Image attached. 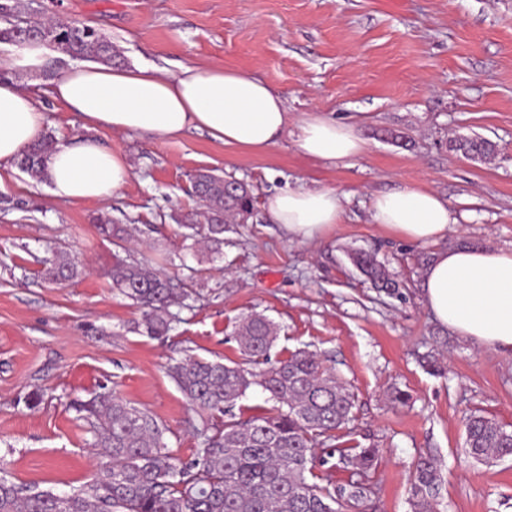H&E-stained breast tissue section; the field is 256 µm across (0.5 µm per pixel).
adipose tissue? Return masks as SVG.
<instances>
[{
	"mask_svg": "<svg viewBox=\"0 0 512 512\" xmlns=\"http://www.w3.org/2000/svg\"><path fill=\"white\" fill-rule=\"evenodd\" d=\"M56 55L44 42L14 43L0 52V71L39 75ZM48 93L90 126L146 133L161 143L197 130L260 153L288 127L283 98L264 81L214 64L184 66L175 74L75 64L49 81ZM43 127L32 93L14 82L0 83V162L19 158ZM297 146L306 156L336 161L361 156L366 143L353 125L312 113L298 125ZM130 178L124 152L92 138L57 144L47 162V183L63 203L109 197ZM343 199L333 188H288L268 197L264 208L289 235L314 241L342 223ZM372 220L408 241L438 244L421 273L428 309L451 333L512 355V251L440 247L455 219L449 202L428 189L406 186L376 195Z\"/></svg>",
	"mask_w": 512,
	"mask_h": 512,
	"instance_id": "1",
	"label": "adipose tissue"
}]
</instances>
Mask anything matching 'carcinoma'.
<instances>
[{"label": "carcinoma", "instance_id": "cac0c4a2", "mask_svg": "<svg viewBox=\"0 0 512 512\" xmlns=\"http://www.w3.org/2000/svg\"><path fill=\"white\" fill-rule=\"evenodd\" d=\"M15 6L0 0V41H43L74 60L92 58L112 65L115 49L103 28L72 21L64 25L48 19L24 25L12 22ZM56 142L44 136L34 142L17 165L32 177L45 180V160ZM452 148L465 156L485 159L495 154L490 142L461 138ZM193 190L204 208L205 223L181 225L182 236L206 251L198 262L220 252L224 233L243 224L254 210L250 187L209 170L191 176ZM101 230L125 249L128 230L106 217ZM43 278L49 283L78 277L84 264L68 251L51 248ZM351 264L375 288L394 294L399 283L373 255L349 254ZM112 288L142 310L141 326L151 337L171 330L173 307H181L194 293V276H170L135 261L115 256L109 273ZM279 325L260 313L244 315L238 325L239 363L225 364L188 355L169 366V374L194 409L205 416L195 428L200 446L184 460L173 455L164 431L146 411L124 401L107 387L74 409L95 429L94 446L101 449L97 476L85 486L60 495L51 489L17 485L0 477V512H371L372 474L379 465L374 448H333L336 432L351 418L354 395L328 372L317 355L298 349L270 364V351ZM253 385L274 403L263 415L244 418L233 413L236 402ZM465 451L473 460L492 464L512 456V429L478 410L465 424ZM337 462L330 463V459ZM324 471L317 482L308 476ZM350 472L337 483L335 469ZM439 474L432 461L415 465L411 483L414 512H433Z\"/></svg>", "mask_w": 512, "mask_h": 512}]
</instances>
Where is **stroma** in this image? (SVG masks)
Returning <instances> with one entry per match:
<instances>
[{
  "label": "stroma",
  "mask_w": 512,
  "mask_h": 512,
  "mask_svg": "<svg viewBox=\"0 0 512 512\" xmlns=\"http://www.w3.org/2000/svg\"><path fill=\"white\" fill-rule=\"evenodd\" d=\"M22 16L99 24L116 64H218L251 73L285 100L288 128L263 153L237 150L202 131L162 144L88 127L78 113L39 95L45 134L121 148L132 169L111 198L57 203L46 182L0 163V468L17 483L58 492L90 481L94 432L72 409L108 387L148 411L172 453L189 458L200 419L167 373L195 355L240 360L235 329L262 313L280 327L272 358L316 352L353 393L354 419L337 446L373 448L375 512H414L410 479L419 459L440 475L434 512H512V457L494 466L465 452L476 410L512 426V357L451 334L428 311L420 284L429 245L371 219L375 195L404 186L449 201L463 242L512 248V0H16ZM317 112L355 125L358 158L327 161L297 148V123ZM482 137L497 154L473 161L450 140ZM212 170L250 186L257 203L286 187L345 193V220L321 242L289 240L265 210L228 233L219 258L198 263L176 217L197 213L191 174ZM142 239L129 253L156 266L153 240L174 260L200 266L194 299L176 309L170 334L135 326L132 301L107 276L117 252L98 216ZM85 265L73 280L41 276L48 246ZM375 252L404 285L395 297L372 288L348 259ZM408 394L406 405L392 393ZM40 391L30 408L25 398Z\"/></svg>",
  "instance_id": "obj_1"
}]
</instances>
